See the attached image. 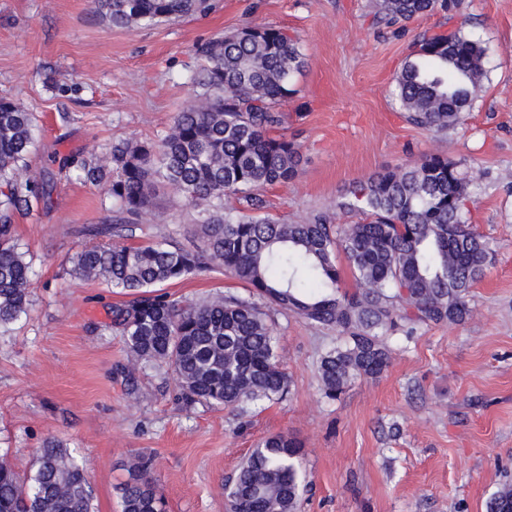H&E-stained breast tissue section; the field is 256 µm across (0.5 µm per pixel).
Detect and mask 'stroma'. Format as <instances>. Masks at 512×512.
Masks as SVG:
<instances>
[{
    "label": "stroma",
    "instance_id": "stroma-1",
    "mask_svg": "<svg viewBox=\"0 0 512 512\" xmlns=\"http://www.w3.org/2000/svg\"><path fill=\"white\" fill-rule=\"evenodd\" d=\"M375 10L376 0H213L203 16L119 28L92 0H0V98L33 112L30 169L55 181L16 226L35 273L29 312L0 328V454L19 473L55 439L85 459L95 512H121L116 487L138 456L152 459L166 512H228L224 486L240 461L285 433L301 445L303 512H486L512 476V0H461L453 20L422 16L397 36L373 27ZM447 24L480 42L484 76L466 124L436 134L405 120L392 81L416 34ZM245 25L297 33L308 58L281 108L306 162L262 191V215L359 223L336 208L351 182L440 153L484 170L471 221L494 253L469 320L390 333L384 372L354 379L334 401L318 366L335 329L273 315L289 391L239 412L185 403L167 368L127 372L132 355L109 317L124 295L70 274L83 227L102 223L112 202L63 165L162 136L193 102L195 46ZM196 218L181 194L160 191L129 242H184ZM167 291L187 302L248 293L212 271Z\"/></svg>",
    "mask_w": 512,
    "mask_h": 512
}]
</instances>
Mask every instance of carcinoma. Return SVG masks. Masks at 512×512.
I'll list each match as a JSON object with an SVG mask.
<instances>
[{"mask_svg": "<svg viewBox=\"0 0 512 512\" xmlns=\"http://www.w3.org/2000/svg\"><path fill=\"white\" fill-rule=\"evenodd\" d=\"M114 26H150L204 14L209 0H94ZM457 0H382L375 20L402 29L423 15L453 17ZM241 28L195 49L204 60L193 84L198 104L178 113L155 142H126L71 162L77 178L104 187L112 215L86 235L100 242L72 259L75 276L100 281L129 300L112 307L134 358L166 366L187 402L245 410L282 399L288 380L279 366L271 312H293L336 329V346L321 358L325 398L348 383L380 375L399 328L461 323L473 313L471 289L485 275L488 242L471 222L470 204L483 175L442 154L352 182L336 202L358 211L360 224H329L316 215L281 224L229 207L236 198L260 209L257 192L298 176L301 146L282 132L276 107L295 94L307 66L299 38L275 26ZM480 43L458 30L419 36V51L394 79L406 120L443 132L465 123L484 75ZM35 117L0 99V328L27 313L32 266L15 237L16 218L50 195L51 177L27 174L35 146ZM169 187L199 208L189 244L128 246L157 191ZM354 279L343 285L339 255ZM219 270L249 295H218L185 304L160 290ZM298 442L283 434L260 439L224 492L234 512H300L304 490ZM152 460L127 464L118 488L121 512H165L151 476ZM83 460L58 441L33 451L28 473L0 456V512H94ZM487 512H512V480L504 481Z\"/></svg>", "mask_w": 512, "mask_h": 512, "instance_id": "1", "label": "carcinoma"}]
</instances>
